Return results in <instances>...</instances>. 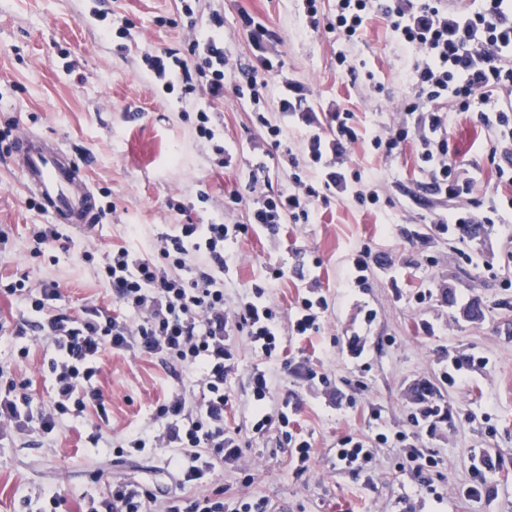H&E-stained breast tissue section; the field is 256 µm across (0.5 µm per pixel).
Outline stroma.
I'll list each match as a JSON object with an SVG mask.
<instances>
[{
  "mask_svg": "<svg viewBox=\"0 0 512 512\" xmlns=\"http://www.w3.org/2000/svg\"><path fill=\"white\" fill-rule=\"evenodd\" d=\"M224 19V97L167 92L150 80L144 56L170 51L189 58L190 45L212 14ZM345 54L352 71L339 69ZM272 69H264L263 60ZM413 57L392 37L385 19L370 20L353 41L327 29H311L303 0H197L186 17L180 0H0V276L36 287L56 283L61 305L72 313L98 305L124 316L100 270L113 245L153 255L157 238L171 224H245L248 234L231 243L237 267L224 285L234 306L247 286L271 271L285 275L268 299L294 309L311 282L327 299L319 330L294 335L283 326L280 359L261 361L244 335H236L239 370L228 381L226 430L240 431L241 470L217 474L224 500H263L266 512H512V223L489 227L481 237L428 236V217L450 201L426 193L405 196L424 175L414 144L392 160L374 153L365 138L392 125ZM267 85L259 99L236 92L243 73ZM303 86V109L316 112L315 130L330 134L328 114L354 112L363 133L353 145V168L362 170L380 203L362 208L352 199L320 208L316 223H286L277 233L252 226L261 193L288 190L291 158L303 157L305 133L289 129L272 142L266 126H283L280 98ZM211 111L215 142L198 137L195 114ZM61 143L80 161L97 195L109 208L103 222L78 231L63 227L65 248L35 250L32 232L55 222L24 189L11 159L7 120ZM488 132L474 113L457 112L450 146L475 178L477 198H503L487 160ZM230 150L218 166L216 146ZM184 202L185 210L168 206ZM426 233L411 245L401 228ZM369 247L374 259L368 289L350 287L353 252ZM320 260L317 280L302 266ZM436 282L431 299L418 292ZM24 302L0 293V375L25 383L35 407L49 405L53 350L37 330L12 337L15 324L32 320ZM482 357L486 366L475 365ZM458 360L459 381L443 374ZM270 376L268 404L287 407L288 431L271 428L250 436L248 378L255 365ZM433 386L448 417L418 433L409 415L415 386ZM97 385L108 402L109 423L94 409L63 416L51 437L30 429L0 438V512H79L82 499L99 498L109 479H126L161 496L176 488L174 451L146 449L118 456L125 435H149L154 413L181 382L157 360L104 351ZM101 429L100 442L89 439ZM418 434L433 455L442 498L427 494L405 459L399 433ZM312 445L306 471L297 472L287 436ZM347 435L372 448L362 471L336 462V445ZM497 466L487 474L489 493L471 499L474 452ZM57 496L59 507L49 498Z\"/></svg>",
  "mask_w": 512,
  "mask_h": 512,
  "instance_id": "stroma-1",
  "label": "stroma"
}]
</instances>
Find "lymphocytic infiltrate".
<instances>
[{"instance_id":"f902f5d3","label":"lymphocytic infiltrate","mask_w":512,"mask_h":512,"mask_svg":"<svg viewBox=\"0 0 512 512\" xmlns=\"http://www.w3.org/2000/svg\"><path fill=\"white\" fill-rule=\"evenodd\" d=\"M335 15L318 19V0H304L311 27L326 25L337 38L352 39L368 15L387 20L392 35L416 54L408 89L393 125L374 135L371 148L391 158L406 142H414L418 167L425 176L420 190L451 200L452 208L430 221L434 234L447 235L463 224H490L500 209L481 210L473 199V177L467 176L449 148L448 127L453 111L471 110L479 103L477 122L492 132L487 158L500 181L512 185V8L506 0H481L478 9L459 10L447 0H335ZM195 65L164 52L149 55V76L166 90L183 84L210 98L224 96V40L209 36L193 40ZM352 112H333L336 129L331 138L309 134L305 166L312 178L295 177L288 191L262 196L253 223L269 233L290 219L306 224L318 216V205L329 198L352 197L362 207L377 204L376 191L364 189L360 172L350 171L347 154L361 134L351 123ZM244 224H177L159 236L158 255L146 257L125 246L113 247L102 277L116 303L130 319L103 307H84L72 316L61 307L57 285L26 287L24 280L5 286L7 294L22 298L40 321L34 326L53 348L50 408H37L16 383L0 390V436L37 427L53 434L60 414L84 413L95 406L105 413L103 395L95 385L104 349L136 351L172 367L178 379L195 382L200 396L174 392L156 410L159 426L147 437L133 433L124 440L127 453L148 448H171L180 456L182 483L200 486V494L170 493L157 497L125 481L109 483L107 496L85 501L84 512H262V502H241L226 510L223 487H211L213 474L241 457L240 440L224 428L229 396L224 386L238 371L234 332L246 336L252 350L270 359L279 356L281 312L266 302L267 289L252 285L235 307L224 305V277L235 267L226 241L247 233ZM251 432L264 434L272 425L287 427L285 411L268 405L269 377L262 367L249 374Z\"/></svg>"}]
</instances>
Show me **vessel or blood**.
Returning <instances> with one entry per match:
<instances>
[{"label":"vessel or blood","instance_id":"vessel-or-blood-1","mask_svg":"<svg viewBox=\"0 0 512 512\" xmlns=\"http://www.w3.org/2000/svg\"><path fill=\"white\" fill-rule=\"evenodd\" d=\"M14 156L25 190L57 223L75 229L99 224L95 191L77 159L61 144L27 131L18 136Z\"/></svg>","mask_w":512,"mask_h":512}]
</instances>
